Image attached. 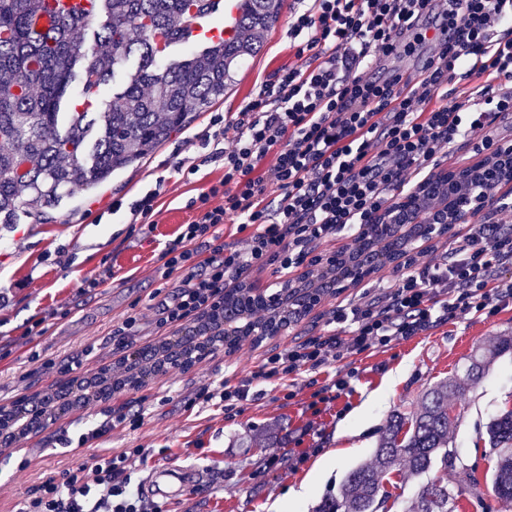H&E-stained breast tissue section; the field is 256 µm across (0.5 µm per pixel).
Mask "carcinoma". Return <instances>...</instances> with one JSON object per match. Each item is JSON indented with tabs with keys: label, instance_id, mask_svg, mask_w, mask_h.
<instances>
[{
	"label": "carcinoma",
	"instance_id": "carcinoma-1",
	"mask_svg": "<svg viewBox=\"0 0 512 512\" xmlns=\"http://www.w3.org/2000/svg\"><path fill=\"white\" fill-rule=\"evenodd\" d=\"M283 0H241L234 34L188 58L167 56L156 40L181 41L190 14H207L213 0H98L95 47L75 36L88 23L76 14L53 17L38 28L41 0H0V223L19 206L37 219L75 187L92 188L139 164L182 130L191 113L224 99L231 71L258 53L278 22ZM105 112L80 105L97 98L131 58ZM512 353L503 338L490 357H471L469 376H483L490 359ZM462 392L448 380L427 390L417 411L395 413L370 462L350 469L319 512H382L384 475L420 478L455 465L448 448L454 423L448 396ZM497 464L488 488L512 507V409L486 423ZM448 486L420 483L408 512H448Z\"/></svg>",
	"mask_w": 512,
	"mask_h": 512
}]
</instances>
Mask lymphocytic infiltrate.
Here are the masks:
<instances>
[{"label":"lymphocytic infiltrate","instance_id":"obj_1","mask_svg":"<svg viewBox=\"0 0 512 512\" xmlns=\"http://www.w3.org/2000/svg\"><path fill=\"white\" fill-rule=\"evenodd\" d=\"M288 35L296 65L256 89L238 114L237 137L224 145L216 128L203 145L224 163V178L193 200L198 216L162 253L164 277H177L161 305L159 327L210 314L228 284L253 267L302 265L316 241L348 233L356 255L375 215L387 209L409 175L435 169L442 151L512 152L494 122L512 112V0H308ZM426 57L407 75L400 58ZM478 72L481 106L444 90L449 75ZM277 185V204L266 200ZM221 205H214V198ZM237 220L244 247L222 241L221 224ZM383 302L336 309L334 332L278 353L253 378L204 385L201 407L243 409L256 386L425 331L433 321L494 309L512 293V229L472 225L449 258L407 253ZM501 288H492V281ZM143 449L98 456L92 464L48 476L19 512H162L146 508L131 485Z\"/></svg>","mask_w":512,"mask_h":512}]
</instances>
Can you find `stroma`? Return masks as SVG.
<instances>
[{
    "mask_svg": "<svg viewBox=\"0 0 512 512\" xmlns=\"http://www.w3.org/2000/svg\"><path fill=\"white\" fill-rule=\"evenodd\" d=\"M288 22V15H281L260 51L241 62L223 101L196 113L138 166L94 190L74 189L43 223H34L22 209L15 223L0 226V405L93 377L127 347H155L174 336V329L157 324L175 285L162 277V252L196 219L190 199L224 177L223 164L208 161L198 140L215 113L224 115L227 135L235 137L233 123L250 94L276 70L294 64ZM192 166L197 174L183 177V169ZM153 188L160 191L154 224L144 229L128 205ZM117 199L124 206L116 212ZM107 268L112 277L101 280ZM397 278L396 264L381 265L326 294L281 335L243 338L235 350L210 355L189 370L149 378L107 402L60 415L47 429L21 439V452L0 453V512H18L51 474L131 448L149 451L146 463L134 468V483L143 482L153 463L171 461L198 473L199 489L185 500L165 502L166 512H273L289 489L300 486L309 493L298 512H318L347 471L369 461L391 415L415 411L423 393L449 377L465 390L453 400L456 426L448 443L457 460L431 475L447 483L457 499L455 512H483L468 491V477L491 475L496 466L485 426L491 416L512 408V356L497 358L477 381L466 369L476 348L512 336L510 297L501 299L495 314H461L420 335L264 384L263 397L243 412L193 405L203 385L250 378L272 355L328 334L337 307L381 298ZM94 279L99 287H91ZM131 314L139 321L123 345L117 333ZM47 361L54 363L53 371H42ZM142 408L147 416L137 429L119 425L84 447L61 445L62 438Z\"/></svg>",
    "mask_w": 512,
    "mask_h": 512,
    "instance_id": "obj_1",
    "label": "stroma"
}]
</instances>
